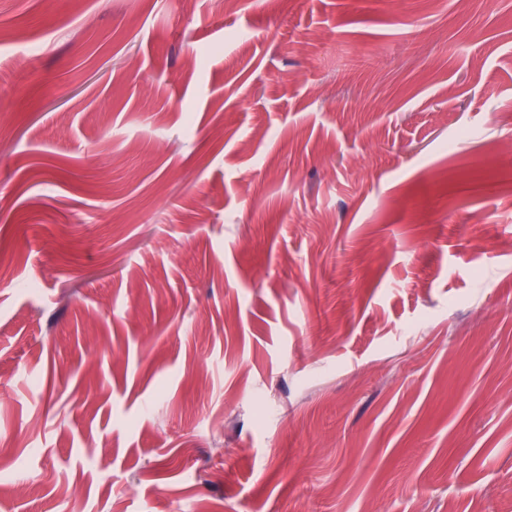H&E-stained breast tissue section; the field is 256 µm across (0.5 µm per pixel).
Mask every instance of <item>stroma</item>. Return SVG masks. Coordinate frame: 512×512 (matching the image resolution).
Listing matches in <instances>:
<instances>
[{
  "mask_svg": "<svg viewBox=\"0 0 512 512\" xmlns=\"http://www.w3.org/2000/svg\"><path fill=\"white\" fill-rule=\"evenodd\" d=\"M0 512H512V0H0Z\"/></svg>",
  "mask_w": 512,
  "mask_h": 512,
  "instance_id": "stroma-1",
  "label": "stroma"
}]
</instances>
